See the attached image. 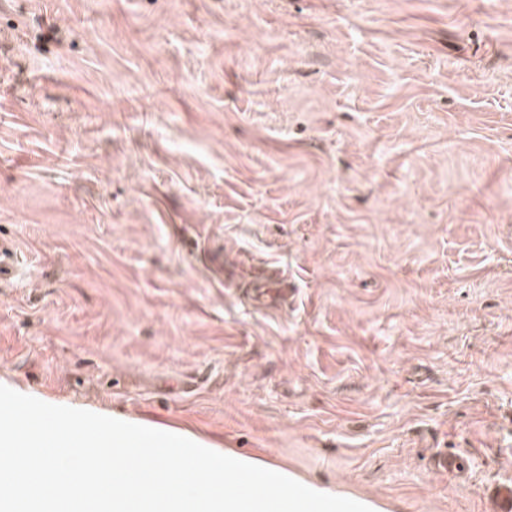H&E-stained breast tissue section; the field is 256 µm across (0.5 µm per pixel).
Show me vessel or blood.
I'll return each instance as SVG.
<instances>
[{
    "mask_svg": "<svg viewBox=\"0 0 512 512\" xmlns=\"http://www.w3.org/2000/svg\"><path fill=\"white\" fill-rule=\"evenodd\" d=\"M225 287L235 289L251 305L262 309H279L287 305L294 293L288 276L282 270L254 263L242 257L236 271L224 274ZM430 466L439 474L459 478L466 474L463 459L451 451H438L431 455ZM487 512H512V481L492 485L487 490Z\"/></svg>",
    "mask_w": 512,
    "mask_h": 512,
    "instance_id": "b4317fda",
    "label": "vessel or blood"
}]
</instances>
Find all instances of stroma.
I'll use <instances>...</instances> for the list:
<instances>
[{"instance_id":"stroma-1","label":"stroma","mask_w":512,"mask_h":512,"mask_svg":"<svg viewBox=\"0 0 512 512\" xmlns=\"http://www.w3.org/2000/svg\"><path fill=\"white\" fill-rule=\"evenodd\" d=\"M1 246L0 385L385 512H485L512 480V0H0ZM242 254L288 307L209 269ZM225 288H235L251 305L262 309H280L288 305L294 288L288 284V275L268 264H255L243 255L237 271H224ZM431 469L439 474L452 475L455 478H461L467 473L463 459L451 451H437L430 457Z\"/></svg>"}]
</instances>
